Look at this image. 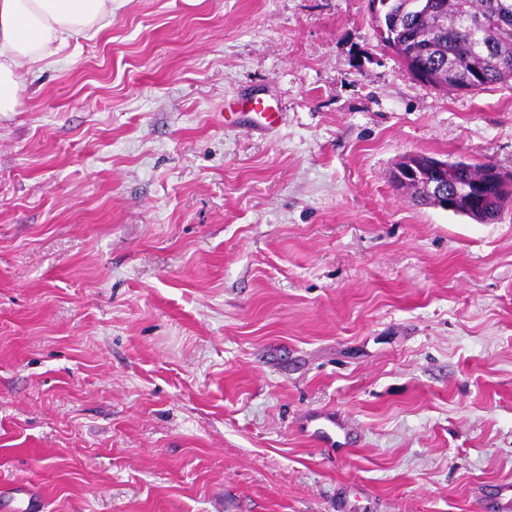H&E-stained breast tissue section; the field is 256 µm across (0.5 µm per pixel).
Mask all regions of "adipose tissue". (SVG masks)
<instances>
[{"instance_id": "obj_1", "label": "adipose tissue", "mask_w": 512, "mask_h": 512, "mask_svg": "<svg viewBox=\"0 0 512 512\" xmlns=\"http://www.w3.org/2000/svg\"><path fill=\"white\" fill-rule=\"evenodd\" d=\"M112 22V0H0V113L15 111L21 71L51 63L69 41Z\"/></svg>"}]
</instances>
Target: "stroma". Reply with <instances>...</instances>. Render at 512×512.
<instances>
[{
	"label": "stroma",
	"mask_w": 512,
	"mask_h": 512,
	"mask_svg": "<svg viewBox=\"0 0 512 512\" xmlns=\"http://www.w3.org/2000/svg\"><path fill=\"white\" fill-rule=\"evenodd\" d=\"M0 114V500L42 512H492L512 482V83L413 78L368 0H113ZM263 95L266 129L225 105ZM335 412L347 452L306 420ZM423 153L409 152L403 159L402 169L405 173L414 179L413 183L419 186V188L425 191V193L438 197L447 195V200H444L442 204H439V200L435 203L438 208L446 211H452L458 208L460 203V194L466 193L459 190L457 183L466 185L481 181L484 178V169L492 164L490 161L481 163H471L469 160H458L464 162H448L431 159L429 162L422 160ZM448 164L452 167H456L458 175L456 177V183L453 180V171L448 170ZM495 169L490 171L489 177L482 187L483 190L490 191L496 196L503 198L507 195H512V172L506 173L499 169L495 164ZM448 189V192L446 191ZM498 197H486L483 201V206H487L492 212H497V215L502 208L509 203H503Z\"/></svg>",
	"instance_id": "35a3bbf8"
}]
</instances>
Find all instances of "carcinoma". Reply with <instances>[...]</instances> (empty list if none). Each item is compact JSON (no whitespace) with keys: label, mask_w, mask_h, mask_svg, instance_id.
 Returning <instances> with one entry per match:
<instances>
[{"label":"carcinoma","mask_w":512,"mask_h":512,"mask_svg":"<svg viewBox=\"0 0 512 512\" xmlns=\"http://www.w3.org/2000/svg\"><path fill=\"white\" fill-rule=\"evenodd\" d=\"M383 44L398 56L425 53L442 70L445 89L458 90L459 78L472 73L474 90L512 82V0H390ZM490 162H452L461 185L480 181Z\"/></svg>","instance_id":"cac0c4a2"}]
</instances>
